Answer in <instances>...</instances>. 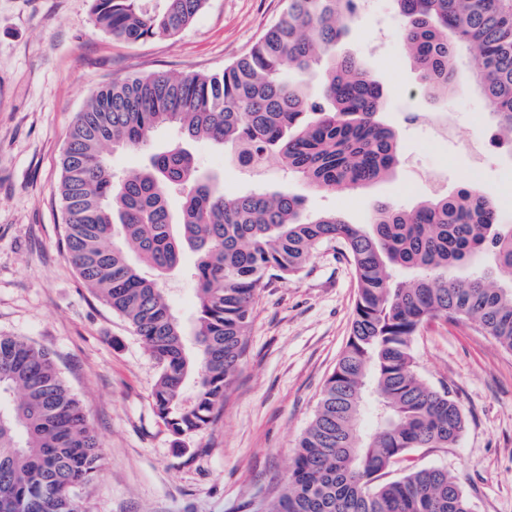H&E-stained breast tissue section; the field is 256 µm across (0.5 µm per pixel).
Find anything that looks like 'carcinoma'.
Here are the masks:
<instances>
[{
	"label": "carcinoma",
	"mask_w": 512,
	"mask_h": 512,
	"mask_svg": "<svg viewBox=\"0 0 512 512\" xmlns=\"http://www.w3.org/2000/svg\"><path fill=\"white\" fill-rule=\"evenodd\" d=\"M207 0H92L95 25L137 44L189 27ZM424 92L456 90L463 53L471 80L512 152V0H390ZM358 0H288L248 54L219 72L130 75L94 91L70 129L59 195L64 245L88 288L123 317L160 366L156 416L181 439L223 407L251 327L257 291L306 271L332 246L353 267L358 293L350 337L295 448L271 512H470L456 478L408 463L413 448H452L465 419L458 402L416 370L412 342L432 319L467 320L512 351V225L471 183L412 209L382 204L370 224L310 214L285 187L232 198L187 145L229 148L260 169L276 158L325 193L388 176L396 132L379 119L383 85L339 44ZM324 70L318 92L289 73ZM173 127L182 143L148 155L120 180L104 147L141 150ZM197 258V314L186 333L162 280ZM134 252L133 262L128 252ZM193 336V346L186 336ZM192 380L191 400L184 395ZM371 418L372 431L361 426ZM100 445L52 354L0 335V512H82L76 490L101 469ZM403 466L395 479L386 475Z\"/></svg>",
	"instance_id": "cac0c4a2"
}]
</instances>
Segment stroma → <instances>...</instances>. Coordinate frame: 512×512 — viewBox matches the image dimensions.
Here are the masks:
<instances>
[{
	"instance_id": "obj_1",
	"label": "stroma",
	"mask_w": 512,
	"mask_h": 512,
	"mask_svg": "<svg viewBox=\"0 0 512 512\" xmlns=\"http://www.w3.org/2000/svg\"><path fill=\"white\" fill-rule=\"evenodd\" d=\"M287 0H207L174 37L135 45L99 31L91 0H0V334L48 348L98 436V478L79 491L84 512H262L280 496L293 450L346 346L357 295L352 267L321 250L300 276L261 289L240 368L215 422L175 443L154 413L160 368L128 323L85 286L62 247L60 158L71 125L99 86L156 70L209 73L244 56ZM389 0H373L343 42L385 87L383 121L402 144L392 177L345 194L313 190L277 161L254 173L211 143L191 150L233 196L254 182L288 187L308 212L371 223L378 205L417 206L476 182L512 225V152L490 146L489 107L461 64L456 91L430 99ZM454 132L433 133L437 118ZM184 269L165 282L176 316H196ZM412 347L419 373L459 403L452 448L410 458L454 475L473 512H512V352L475 324L435 319Z\"/></svg>"
}]
</instances>
